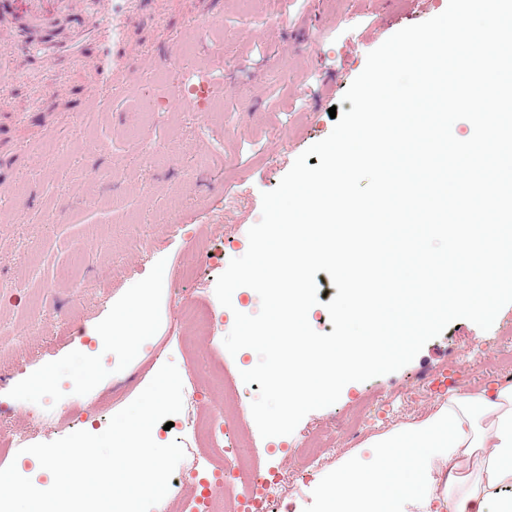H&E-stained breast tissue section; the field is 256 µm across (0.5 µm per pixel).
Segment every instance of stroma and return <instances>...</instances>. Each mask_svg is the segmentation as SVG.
Instances as JSON below:
<instances>
[{"label":"stroma","mask_w":512,"mask_h":512,"mask_svg":"<svg viewBox=\"0 0 512 512\" xmlns=\"http://www.w3.org/2000/svg\"><path fill=\"white\" fill-rule=\"evenodd\" d=\"M448 0H147L125 33L130 76L106 84L99 67L104 29L81 15L66 27L71 61L23 55L0 95V460L46 483L26 446L78 430L102 433L166 362L183 383V411L161 443L185 450L170 480L165 512H190L197 480L210 477L209 450L197 426L224 414V391L205 373L223 372L255 399L242 371L256 352L229 354L233 326L216 295L230 259L248 249L261 194L277 187L295 158L327 137L330 108L368 52L404 27L442 13ZM206 93H196V85ZM92 250H84V243ZM202 252L213 263L194 264ZM153 281V334L133 357L90 338L146 281ZM191 291L197 313L221 316L197 335L182 310ZM512 353V304L484 331L450 323L402 369L343 389L339 400L307 414L287 436L261 437L251 411L239 436L267 470L295 468L303 449L334 424L325 459L305 471L286 512H313L337 464L369 460L367 436L349 440L342 423L397 396L450 360L467 366L460 391L498 385L495 360ZM82 365L96 378L73 377ZM50 375L27 397L29 379Z\"/></svg>","instance_id":"35a3bbf8"}]
</instances>
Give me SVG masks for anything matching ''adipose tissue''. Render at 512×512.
<instances>
[{"label": "adipose tissue", "mask_w": 512, "mask_h": 512, "mask_svg": "<svg viewBox=\"0 0 512 512\" xmlns=\"http://www.w3.org/2000/svg\"><path fill=\"white\" fill-rule=\"evenodd\" d=\"M144 283L99 337L135 355L151 336ZM337 466L316 512H512V385L452 393L432 416L372 437Z\"/></svg>", "instance_id": "1"}]
</instances>
